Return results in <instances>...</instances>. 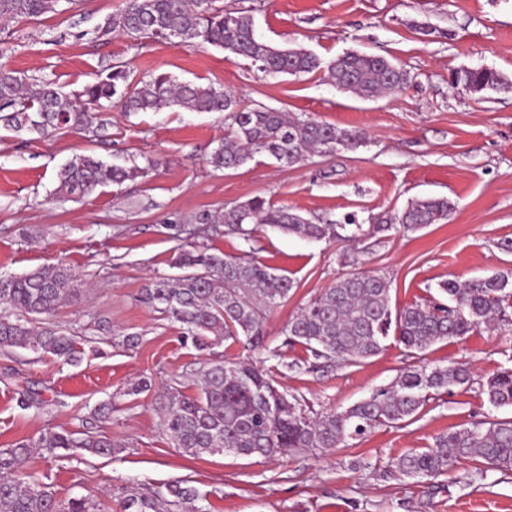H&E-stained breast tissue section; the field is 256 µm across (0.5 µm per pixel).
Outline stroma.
<instances>
[{
    "mask_svg": "<svg viewBox=\"0 0 512 512\" xmlns=\"http://www.w3.org/2000/svg\"><path fill=\"white\" fill-rule=\"evenodd\" d=\"M122 0H61L36 20L0 22V61L71 93L109 64L125 63L136 79L167 72L230 92L242 104L277 108L305 119L361 129L363 146L280 167L266 156L237 170L208 162L224 136L215 112L104 109L99 132L15 136L0 128V274L65 265L78 291L50 318L83 337L82 359L0 349V449L48 429L111 438V456L74 452L48 458L33 450L23 472L46 479L57 499L88 498L94 512H120L131 487L190 481L207 512H512V472L478 475L475 462L437 478L400 476L395 461L491 410L482 386L512 368V329L481 330L441 341L426 363H468L472 383L431 403L417 419L376 428L348 446L270 458L186 455L167 440L155 393L191 394L194 369L215 357L250 359L276 369L278 388L304 398L313 412L344 409L389 385L409 365L401 345L331 371L312 370L304 346L283 328L300 308L355 272L384 276L391 306L436 297L439 281L512 269V88L482 96L452 85L464 68H493L512 78V0H214L243 11L258 37L303 47L330 61L349 51L381 55L410 74L404 87L374 100L336 88L326 72L271 76L231 52L196 41L132 40L98 29ZM108 163L136 162L132 181L76 198L56 197V172L77 154ZM259 196L310 220L389 215L417 197H445L448 220L417 232L366 233L355 245L309 241L261 226L251 240L201 218ZM192 240L228 257L248 256L295 283L288 302L264 319L263 347L216 345L200 351L179 324L139 300L152 279L178 276L175 249ZM135 333L136 348L122 338ZM291 370H284V363ZM152 384L137 395L141 380ZM110 402L111 419L94 409Z\"/></svg>",
    "mask_w": 512,
    "mask_h": 512,
    "instance_id": "stroma-1",
    "label": "stroma"
}]
</instances>
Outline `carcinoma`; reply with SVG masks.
Returning <instances> with one entry per match:
<instances>
[{"instance_id": "cac0c4a2", "label": "carcinoma", "mask_w": 512, "mask_h": 512, "mask_svg": "<svg viewBox=\"0 0 512 512\" xmlns=\"http://www.w3.org/2000/svg\"><path fill=\"white\" fill-rule=\"evenodd\" d=\"M60 0H0V19H35L56 11ZM119 29L139 38L200 40L227 50L267 74L296 75L324 70L337 88L369 100L403 87L409 72L387 58L359 51L346 52L325 63L303 48H277L256 35L254 18L244 12L213 7V0H122L102 31ZM463 90L481 92L512 86L504 74L466 68L453 77ZM117 105L125 112H159L178 107L191 112L224 114V139L209 162L216 169H239L264 154L293 167L313 153L354 149L364 132L303 119L265 106L241 105L234 96L211 86L179 82L167 73L134 81L129 66L108 65L95 82L65 99L56 85L30 78L0 63V127L19 136H45L60 130L104 128L97 109ZM144 173L133 165L108 164L92 155L77 154L58 173L55 194L84 196L99 187L120 184ZM454 210L446 198H416L390 216L372 215L376 232H414L448 219ZM222 224L224 232L250 240L264 225L288 235L314 241H354L363 225L351 218L313 223L288 206L254 197L202 218ZM173 266L183 270L176 279L157 277L140 291V301L160 310L182 326L184 339L205 350L221 342L233 346L264 340L263 320L270 309L285 304L293 280L267 264L248 257L227 258L204 246L184 243ZM75 275L64 267L38 268L0 276V304L16 317L0 315V348L51 354L73 361L79 350L75 337L40 320L56 313L74 294ZM439 297L392 311L390 283L383 276L349 274L326 289L295 315L284 334L289 343L303 345L314 358L308 370L354 366L386 350L394 337L407 356L417 358L434 343L467 336L483 327L512 326V270L437 284ZM197 392L173 388L159 397L162 429L182 452L193 456L231 453L271 457L296 451L337 448L379 426L415 418L451 388L471 381L465 363L408 365L387 387L330 413L311 414L298 397L279 390L258 367L224 356L196 370ZM494 409L512 408V369L499 371L483 388ZM51 458L58 450L81 448L91 455L109 456L112 440L67 431L48 430L38 441L22 440L0 450V512H90L84 498L58 501L54 492L31 475L20 474L30 449ZM477 461L489 469L512 471V418L488 415L470 426L435 437L432 446L400 457L397 472L407 478H435L450 466ZM198 489L176 481L158 490L133 493L120 502L121 512H204Z\"/></svg>"}]
</instances>
